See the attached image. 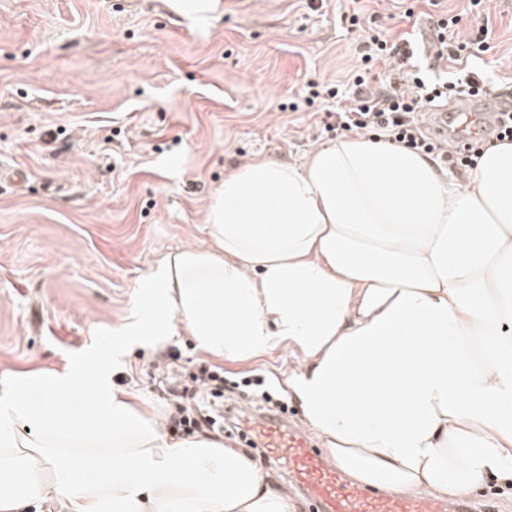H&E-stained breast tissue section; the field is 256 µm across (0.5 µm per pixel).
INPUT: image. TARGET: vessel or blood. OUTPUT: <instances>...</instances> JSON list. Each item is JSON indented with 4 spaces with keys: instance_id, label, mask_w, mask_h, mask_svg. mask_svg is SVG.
<instances>
[{
    "instance_id": "vessel-or-blood-1",
    "label": "vessel or blood",
    "mask_w": 512,
    "mask_h": 512,
    "mask_svg": "<svg viewBox=\"0 0 512 512\" xmlns=\"http://www.w3.org/2000/svg\"><path fill=\"white\" fill-rule=\"evenodd\" d=\"M512 112V98L499 92L458 97L453 107L431 109L429 124L440 137H453L465 145V130L481 120L486 131L497 129L501 115ZM261 447L267 448L275 463L299 490L310 512H495L493 499H460L455 504L424 496L369 494L348 483L342 473L327 465L309 434L285 422L280 416L261 414L243 422Z\"/></svg>"
}]
</instances>
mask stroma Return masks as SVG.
Returning <instances> with one entry per match:
<instances>
[{
    "label": "stroma",
    "mask_w": 512,
    "mask_h": 512,
    "mask_svg": "<svg viewBox=\"0 0 512 512\" xmlns=\"http://www.w3.org/2000/svg\"><path fill=\"white\" fill-rule=\"evenodd\" d=\"M206 21L168 0H0V166L27 184L0 185V381L78 362L95 372L102 340L114 389L174 416L172 371L199 367L191 337L122 332L150 269L208 242L207 216L224 177L248 162L302 164L346 138L325 131L323 106L282 110L312 81L344 80L372 31L412 32L422 65L429 19L468 0H223ZM492 48L479 65L493 88L512 84V0H488ZM280 350L224 363L228 379L264 372L284 417L302 412Z\"/></svg>",
    "instance_id": "stroma-1"
}]
</instances>
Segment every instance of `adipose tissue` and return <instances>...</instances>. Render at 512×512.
<instances>
[{
    "instance_id": "ef3b65f1",
    "label": "adipose tissue",
    "mask_w": 512,
    "mask_h": 512,
    "mask_svg": "<svg viewBox=\"0 0 512 512\" xmlns=\"http://www.w3.org/2000/svg\"><path fill=\"white\" fill-rule=\"evenodd\" d=\"M210 243L151 270L162 336L224 361L285 349L326 460L357 486L457 497L512 483V142L464 181L384 140L302 165L251 162L209 208ZM65 458L56 468V458ZM289 512L239 448L165 419L82 365L0 389V512Z\"/></svg>"
}]
</instances>
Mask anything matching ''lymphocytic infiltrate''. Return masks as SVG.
I'll return each instance as SVG.
<instances>
[{"label": "lymphocytic infiltrate", "mask_w": 512, "mask_h": 512, "mask_svg": "<svg viewBox=\"0 0 512 512\" xmlns=\"http://www.w3.org/2000/svg\"><path fill=\"white\" fill-rule=\"evenodd\" d=\"M460 18L443 14L435 22L436 59L462 68L458 74L425 73L416 63V52L410 34L392 39L381 32L370 34L363 44L360 61L346 80L336 84L308 83L298 101L290 103V111L312 107L320 98L334 100L336 126L344 131L372 132L387 137L404 148L427 155L447 154L450 166L472 169L483 150L484 139L471 137L463 150L445 152L442 142L429 137L421 127L420 114L435 102L463 93L485 91L487 81L482 71L472 68L473 60L490 48L491 31L482 25L470 30L467 37L459 35ZM386 64L382 91H369L368 85L376 64ZM202 384L205 395L199 396L192 408L179 409L173 426L194 431L201 426L221 423L234 424V417L224 414L219 399L224 395L222 372L203 368Z\"/></svg>", "instance_id": "lymphocytic-infiltrate-1"}]
</instances>
